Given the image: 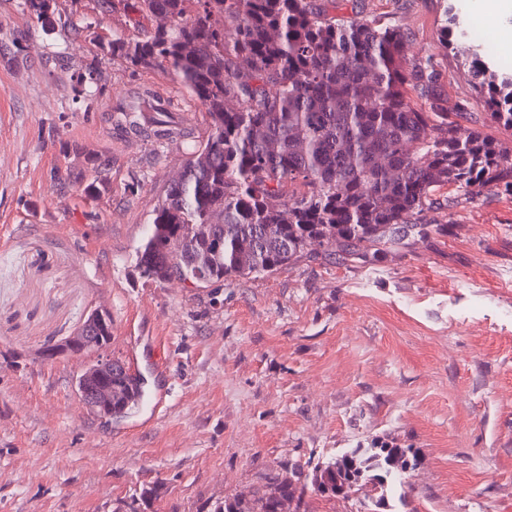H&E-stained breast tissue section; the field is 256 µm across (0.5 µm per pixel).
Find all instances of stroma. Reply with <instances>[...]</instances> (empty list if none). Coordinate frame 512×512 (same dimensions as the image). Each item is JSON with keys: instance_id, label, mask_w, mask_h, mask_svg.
<instances>
[{"instance_id": "stroma-1", "label": "stroma", "mask_w": 512, "mask_h": 512, "mask_svg": "<svg viewBox=\"0 0 512 512\" xmlns=\"http://www.w3.org/2000/svg\"><path fill=\"white\" fill-rule=\"evenodd\" d=\"M45 32L0 0V512H214L285 472L380 440L417 451L395 512H512V196L491 190L437 215L445 230L371 264L307 258L206 288L140 278L153 210L205 130V110L162 69L100 41L153 31L121 3L53 0ZM479 26L482 63L506 49L462 0H350L340 15L400 27L449 111L512 148L467 65L440 37L447 14ZM163 91L182 134L121 125L122 101ZM108 187L85 194L90 158ZM95 309L107 355L145 381L112 423L81 401L89 354L40 361Z\"/></svg>"}]
</instances>
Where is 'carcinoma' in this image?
Listing matches in <instances>:
<instances>
[{"instance_id": "carcinoma-1", "label": "carcinoma", "mask_w": 512, "mask_h": 512, "mask_svg": "<svg viewBox=\"0 0 512 512\" xmlns=\"http://www.w3.org/2000/svg\"><path fill=\"white\" fill-rule=\"evenodd\" d=\"M44 30L51 0H23ZM135 23L162 18L143 38L102 49L134 67L161 68L206 111L207 135L158 201L139 274L211 283L273 273L324 253L336 263H372L382 252L440 233L427 221L454 207V187L512 195V150L452 119L427 58L404 53L406 34L376 20L336 17V0H126ZM471 82L491 119L512 127V76L479 63ZM428 104L415 106L411 94ZM168 113L150 124L174 134ZM82 191L106 187L93 160ZM112 417L145 392L129 367L112 376ZM411 448L373 441L318 462L302 475L271 473L250 499L215 512H309L308 497L361 494L376 509L404 498Z\"/></svg>"}]
</instances>
